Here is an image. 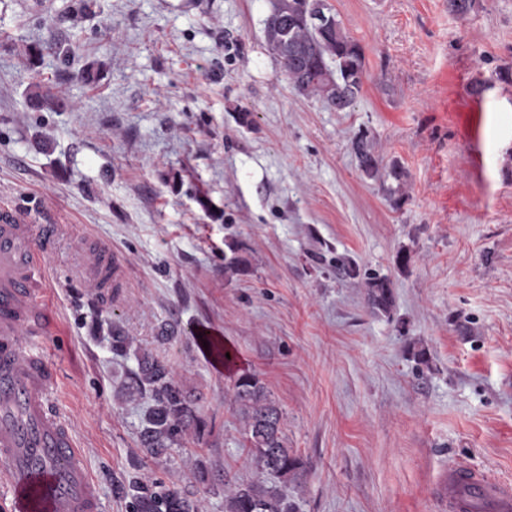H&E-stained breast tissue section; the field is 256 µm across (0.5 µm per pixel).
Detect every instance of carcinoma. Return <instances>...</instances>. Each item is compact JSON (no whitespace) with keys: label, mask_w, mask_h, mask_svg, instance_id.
<instances>
[{"label":"carcinoma","mask_w":512,"mask_h":512,"mask_svg":"<svg viewBox=\"0 0 512 512\" xmlns=\"http://www.w3.org/2000/svg\"><path fill=\"white\" fill-rule=\"evenodd\" d=\"M265 46L299 93L319 98L335 112H345L360 94L364 79V52L336 19L326 0H275L265 21ZM351 150L369 178L381 173L382 158L360 135ZM367 298L373 311L387 313L393 296L386 279H367ZM118 392L148 397L141 422L140 444L147 456L170 454L189 432L201 433L207 423L179 385L172 369L147 354L136 357ZM233 403L243 424L246 460L259 478L249 483L224 481V512H298L290 486L299 479L301 460L288 449L284 414L255 374L243 372L234 380ZM131 497L130 512H199L179 488L161 481L133 480L122 487Z\"/></svg>","instance_id":"obj_1"}]
</instances>
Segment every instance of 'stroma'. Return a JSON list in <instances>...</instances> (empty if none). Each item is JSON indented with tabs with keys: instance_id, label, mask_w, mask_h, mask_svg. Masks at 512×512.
Instances as JSON below:
<instances>
[{
	"instance_id": "stroma-1",
	"label": "stroma",
	"mask_w": 512,
	"mask_h": 512,
	"mask_svg": "<svg viewBox=\"0 0 512 512\" xmlns=\"http://www.w3.org/2000/svg\"><path fill=\"white\" fill-rule=\"evenodd\" d=\"M72 3L0 0V207L61 227L45 352L103 512H129L134 478L224 512L225 480L255 477L232 407L245 371L285 414L299 512H443L454 462L512 483V0L464 18L448 0H327L365 52L347 112L289 85L265 47L272 0ZM360 134L404 168L399 204L360 170ZM103 247L124 262L110 299L88 277ZM234 252L249 274L225 271ZM340 258L389 280L390 313ZM143 351L207 422L159 460L140 446L146 400L115 393Z\"/></svg>"
}]
</instances>
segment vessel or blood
Masks as SVG:
<instances>
[{"instance_id":"vessel-or-blood-1","label":"vessel or blood","mask_w":512,"mask_h":512,"mask_svg":"<svg viewBox=\"0 0 512 512\" xmlns=\"http://www.w3.org/2000/svg\"><path fill=\"white\" fill-rule=\"evenodd\" d=\"M42 228L0 209V505L6 512H102L72 430L52 398L57 373L43 354L55 319L44 304ZM448 512L470 497L512 512V487L465 465L449 467ZM470 490L462 497L460 489Z\"/></svg>"}]
</instances>
